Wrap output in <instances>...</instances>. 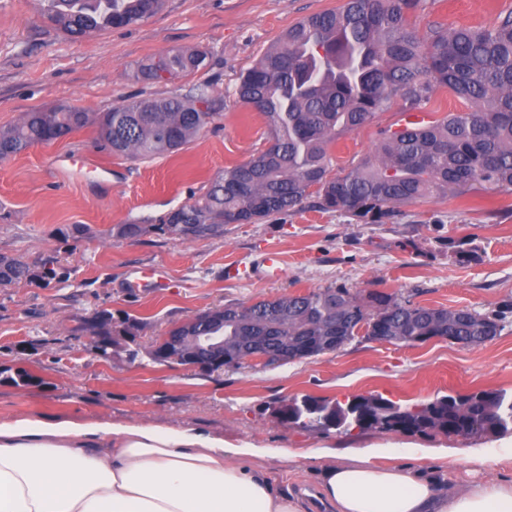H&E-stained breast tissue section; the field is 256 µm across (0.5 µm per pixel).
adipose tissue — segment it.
<instances>
[{
  "instance_id": "1",
  "label": "adipose tissue",
  "mask_w": 512,
  "mask_h": 512,
  "mask_svg": "<svg viewBox=\"0 0 512 512\" xmlns=\"http://www.w3.org/2000/svg\"><path fill=\"white\" fill-rule=\"evenodd\" d=\"M408 447L364 448L314 479L281 480L267 451L197 428L139 421L0 418V512H512V479L441 488L433 469L398 465Z\"/></svg>"
}]
</instances>
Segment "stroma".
<instances>
[{"mask_svg":"<svg viewBox=\"0 0 512 512\" xmlns=\"http://www.w3.org/2000/svg\"><path fill=\"white\" fill-rule=\"evenodd\" d=\"M413 22L486 27L512 0H426ZM343 0H163L152 16L75 38L42 15L40 0H0V126L23 113L64 103L102 112L124 102L194 94L207 83L220 117L175 153L116 156L84 128L0 161V253L37 264L51 252L62 276L50 285L0 286V369L23 367L37 385L0 383V417L62 415L81 422L132 420L195 427L225 440L268 448L261 465L275 475L313 469L303 450L327 448L346 463L356 450L400 444L444 465L468 448L498 449L501 437L320 433L284 425L274 409L305 395L344 400L379 394L416 404L448 393L512 394V192L473 188L393 207L370 223L311 206L258 224H228L204 240L162 235L155 224L203 193L225 167L269 144L263 117L235 89L290 26ZM174 48L207 52L204 69L173 82L135 80L143 62ZM400 101L337 140L330 173L342 176L373 151L381 130L402 124ZM94 170H86L85 161ZM110 169L108 184L96 167ZM84 229L72 237V225ZM144 224L135 240L111 230ZM270 250L283 258L272 279L251 273ZM164 268L167 286L131 291L141 269ZM379 291L412 305L468 309L500 317L492 340L463 346L432 339L397 346L356 336L313 359L269 365L258 359L206 374L130 360L119 340L109 357L92 348L86 326L101 311L137 325L141 345L216 306L252 303L316 289ZM292 457H285V450Z\"/></svg>","mask_w":512,"mask_h":512,"instance_id":"35a3bbf8","label":"stroma"}]
</instances>
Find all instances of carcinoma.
<instances>
[{
	"mask_svg": "<svg viewBox=\"0 0 512 512\" xmlns=\"http://www.w3.org/2000/svg\"><path fill=\"white\" fill-rule=\"evenodd\" d=\"M45 17L59 30L84 36L128 25L159 10L162 0H43ZM425 0H345L336 10L314 13L291 26L239 79L238 98L265 119L275 148L224 168L192 202L169 212L153 229L181 238L207 239L226 224H256L294 211L314 197V206L378 222L390 205L443 197L473 183L512 190V13L489 28L437 27L426 38L409 25ZM199 49H171L138 66L134 78L173 81L205 66ZM444 87L468 101L426 123L406 121L381 131L375 151L343 177L329 175L336 140L370 123L391 100L407 111ZM209 86L194 95L132 100L91 114L67 106L33 110L0 127V160L92 127L112 154L151 159L170 154L217 118ZM57 255L38 267L0 253V285L58 278ZM276 321L280 335L305 336L307 316L328 300L346 322V335L384 322L405 336H456L471 346L476 323L497 316L472 313L454 328L432 321L436 309L403 304L382 292L362 297L346 288H326L285 297ZM266 303L224 307V333L234 321L264 316ZM97 345L116 344L112 313L99 312L89 325ZM4 381L26 387L40 380L17 368ZM370 418L364 431L456 437L512 432V396L503 391L448 394L420 404H402L380 394L340 402L305 395L284 408L294 426L309 429L324 420L349 423L355 412Z\"/></svg>",
	"mask_w": 512,
	"mask_h": 512,
	"instance_id": "cac0c4a2",
	"label": "carcinoma"
}]
</instances>
